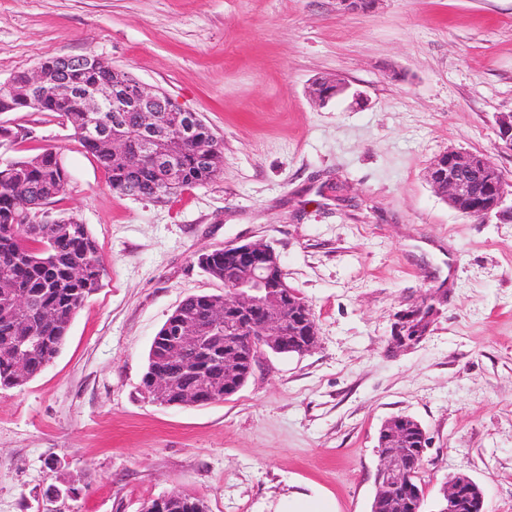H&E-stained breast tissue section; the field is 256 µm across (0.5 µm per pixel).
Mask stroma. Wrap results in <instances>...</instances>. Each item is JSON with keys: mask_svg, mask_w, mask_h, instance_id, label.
Segmentation results:
<instances>
[{"mask_svg": "<svg viewBox=\"0 0 512 512\" xmlns=\"http://www.w3.org/2000/svg\"><path fill=\"white\" fill-rule=\"evenodd\" d=\"M96 54L198 113L221 145L208 184L161 200L113 192L61 116L23 110L9 155L51 148L68 172L55 210L92 233L103 286L36 378L0 389V512H141L179 493L209 512H280L294 495L370 512L378 433H427L424 512L452 476L512 512V200L473 219L426 180L449 149L490 159L512 111V0H0V86L49 56ZM347 89L313 102V82ZM262 241L309 304L318 344L267 354L242 390L150 403L154 336L223 282L199 251ZM430 309L397 345L400 312ZM79 476L78 498L50 485Z\"/></svg>", "mask_w": 512, "mask_h": 512, "instance_id": "stroma-1", "label": "stroma"}]
</instances>
